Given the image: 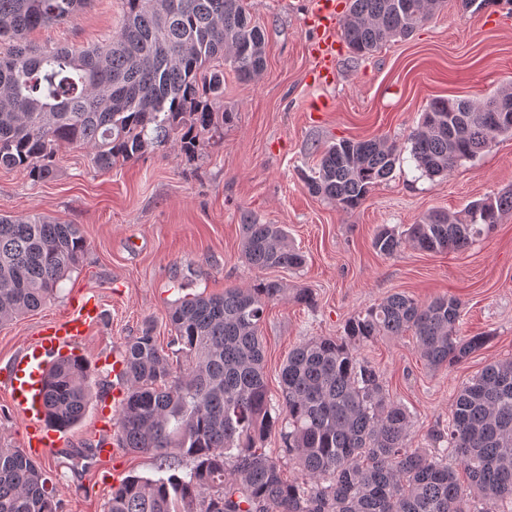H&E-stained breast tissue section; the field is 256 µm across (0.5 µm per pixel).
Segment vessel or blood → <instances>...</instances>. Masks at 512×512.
I'll return each instance as SVG.
<instances>
[{"mask_svg": "<svg viewBox=\"0 0 512 512\" xmlns=\"http://www.w3.org/2000/svg\"><path fill=\"white\" fill-rule=\"evenodd\" d=\"M336 0H316L314 16L318 19V39L312 51L319 69L314 78L321 83L333 82L336 77V51L333 32L336 29ZM100 305L88 297L77 305L72 317L41 330L38 338L26 345L11 361L5 386L12 410L26 422L25 447L34 456L59 447L63 439L59 432L44 422L43 396L45 379L53 356L74 347L86 330L98 324Z\"/></svg>", "mask_w": 512, "mask_h": 512, "instance_id": "obj_1", "label": "vessel or blood"}]
</instances>
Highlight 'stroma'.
<instances>
[{"label": "stroma", "instance_id": "35a3bbf8", "mask_svg": "<svg viewBox=\"0 0 512 512\" xmlns=\"http://www.w3.org/2000/svg\"><path fill=\"white\" fill-rule=\"evenodd\" d=\"M315 0H245L267 31L266 64L250 84L224 70V107L236 112L223 135L205 142L194 161L178 140L112 171L95 170L86 150L56 157L55 177L33 181L25 170L0 167V214L40 213L78 225L87 242L80 265L39 309L0 325V376L46 324L95 297L101 324L77 343L93 364L92 394L80 422L59 450L40 462L57 482L62 512H104L117 481L160 477L158 459L119 449L94 459L103 392L118 388L98 358L123 350L152 326L160 346L171 339L168 311L178 298L249 286L264 278L287 284L289 298L271 302L261 326L266 384L281 403L280 368L289 352L316 337L342 336L346 321L395 293L426 302L452 297L461 304L459 331L483 335V348L450 368L429 369L413 333L357 345L390 397L408 407L406 444L433 448L448 424L460 387L491 361L512 359V212L460 251L405 248L383 256L372 247L378 227L406 230L426 213L460 211L470 202L512 187V136L464 161L447 175L423 176L411 158V137L427 103L437 97L482 99L512 91V0L467 5L448 0L411 36L366 56L342 50L336 82L315 83L311 52L316 32L305 18ZM118 0H90L70 21L30 33L42 47L83 49L104 43L120 26ZM384 139L401 154L392 174L353 211L310 195L302 174L315 168L321 146L342 139ZM283 225L307 263L294 271L259 272L241 258L243 212ZM309 289L313 305L296 302Z\"/></svg>", "mask_w": 512, "mask_h": 512}]
</instances>
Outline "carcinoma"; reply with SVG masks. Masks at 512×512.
<instances>
[{"label": "carcinoma", "mask_w": 512, "mask_h": 512, "mask_svg": "<svg viewBox=\"0 0 512 512\" xmlns=\"http://www.w3.org/2000/svg\"><path fill=\"white\" fill-rule=\"evenodd\" d=\"M87 0H0V166L51 178L58 152H89L99 171L165 146L173 136L188 161L236 113L224 109V64L242 83L263 72L265 26L244 0H119L122 22L111 40L81 51L37 48L38 27L75 16ZM445 0H349L343 39L357 55L406 37ZM512 109V93L483 100L437 98L411 137V158L434 177L512 135L490 117ZM399 148L377 140L327 145L303 182L312 194L353 211L387 178ZM512 212V189L463 210L429 212L398 233L382 227L372 247L391 256L409 246L459 251ZM241 253L254 270L298 269L304 256L280 224L241 217ZM86 252L78 225L40 213L0 215V324L35 311L56 293ZM288 286L258 279L222 295L200 293L169 311L170 345L185 357L173 371L153 329L128 342L126 391L115 426L122 447L152 453L165 478L129 476L112 489L106 512H500L512 501V359L494 361L457 393L446 443L412 451L407 408L390 399L381 375L355 345L411 329L432 369L462 362L487 342L459 334L455 298L420 302L395 293L349 318L343 336L310 339L288 353L283 402L272 408L265 382L261 325L266 306ZM91 373L78 356L53 367L44 405L51 426L68 430L92 399ZM279 429L302 479L283 477L263 451ZM454 456L468 478L459 483ZM189 459L193 466H183ZM232 481H226V475ZM60 489L18 448L0 447V512H59Z\"/></svg>", "instance_id": "1"}]
</instances>
